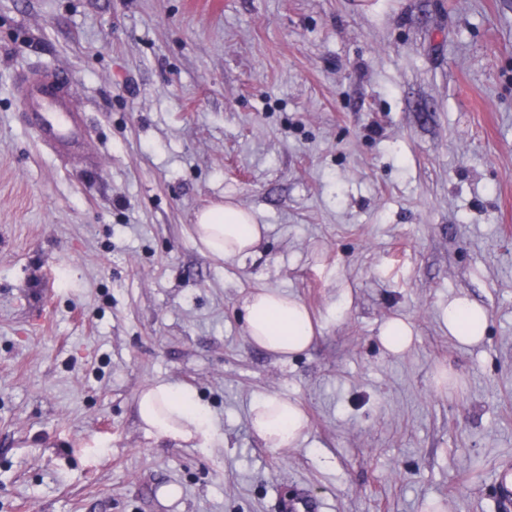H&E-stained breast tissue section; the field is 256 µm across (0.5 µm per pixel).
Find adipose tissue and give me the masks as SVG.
<instances>
[{"mask_svg": "<svg viewBox=\"0 0 512 512\" xmlns=\"http://www.w3.org/2000/svg\"><path fill=\"white\" fill-rule=\"evenodd\" d=\"M195 230L214 256L232 259L255 251L265 231L253 214L237 206L213 205L197 213ZM247 335L256 347L282 357L306 350L315 338L308 308L287 293L259 288L243 304ZM444 319L459 343L483 340L488 313L465 298L449 300ZM137 413L146 433L205 446L212 436L209 413L187 388L158 383L138 395ZM250 426L270 448L294 446L308 426L305 412L292 400L277 395L255 399Z\"/></svg>", "mask_w": 512, "mask_h": 512, "instance_id": "obj_1", "label": "adipose tissue"}]
</instances>
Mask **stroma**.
I'll return each mask as SVG.
<instances>
[{"instance_id": "35a3bbf8", "label": "stroma", "mask_w": 512, "mask_h": 512, "mask_svg": "<svg viewBox=\"0 0 512 512\" xmlns=\"http://www.w3.org/2000/svg\"><path fill=\"white\" fill-rule=\"evenodd\" d=\"M43 69L88 154L29 127L15 84ZM224 202L265 225L255 254L198 242ZM257 288L308 307L309 349L250 342ZM158 382L209 447L143 431ZM268 394L299 446L254 436ZM509 476L512 0H0V512H512ZM444 319L448 333L454 339L464 345H473L485 336L488 313L466 298H454L448 301ZM380 339L385 348L394 353L405 351L412 336L409 325L400 319H391L381 330ZM250 426L267 447L288 448L293 447L303 435L308 417L292 400L264 395L251 404Z\"/></svg>"}]
</instances>
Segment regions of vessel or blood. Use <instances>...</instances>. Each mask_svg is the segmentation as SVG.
Wrapping results in <instances>:
<instances>
[{"label":"vessel or blood","instance_id":"obj_1","mask_svg":"<svg viewBox=\"0 0 512 512\" xmlns=\"http://www.w3.org/2000/svg\"><path fill=\"white\" fill-rule=\"evenodd\" d=\"M72 88L56 71L25 75L16 85L22 112L39 140L60 153L85 151L86 120L71 103Z\"/></svg>","mask_w":512,"mask_h":512}]
</instances>
